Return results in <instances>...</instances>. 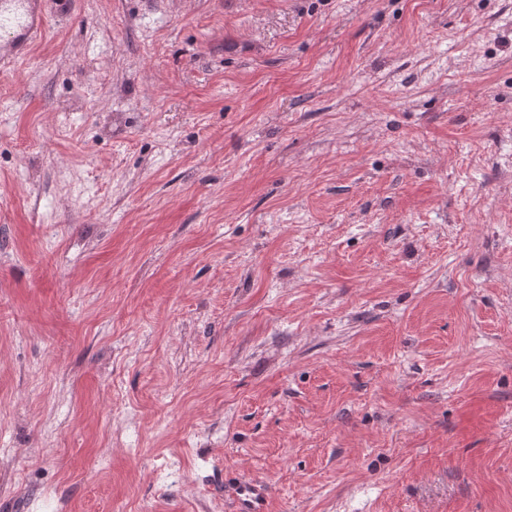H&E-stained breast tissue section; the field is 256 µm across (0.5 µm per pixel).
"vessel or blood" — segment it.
I'll list each match as a JSON object with an SVG mask.
<instances>
[{"label": "vessel or blood", "mask_w": 512, "mask_h": 512, "mask_svg": "<svg viewBox=\"0 0 512 512\" xmlns=\"http://www.w3.org/2000/svg\"><path fill=\"white\" fill-rule=\"evenodd\" d=\"M46 23L41 0H0V64L9 66L27 59ZM267 495L266 486L240 484L235 512H264Z\"/></svg>", "instance_id": "vessel-or-blood-1"}]
</instances>
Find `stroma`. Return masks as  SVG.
I'll use <instances>...</instances> for the list:
<instances>
[{"label":"stroma","instance_id":"stroma-1","mask_svg":"<svg viewBox=\"0 0 512 512\" xmlns=\"http://www.w3.org/2000/svg\"><path fill=\"white\" fill-rule=\"evenodd\" d=\"M44 4L0 512H512V0ZM269 491L256 483H242L237 488L235 512H264Z\"/></svg>","mask_w":512,"mask_h":512}]
</instances>
